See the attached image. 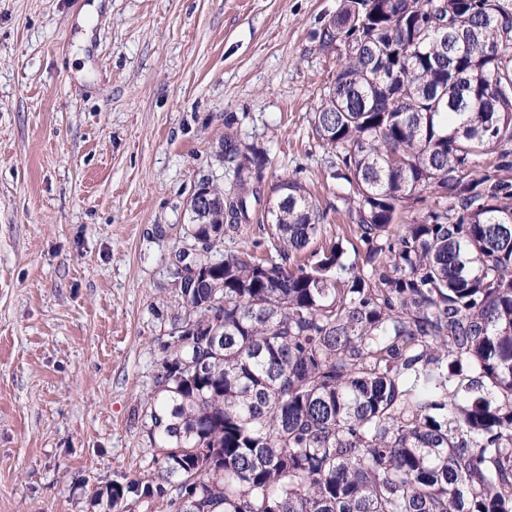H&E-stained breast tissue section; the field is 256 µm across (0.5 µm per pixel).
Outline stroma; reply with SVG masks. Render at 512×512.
I'll use <instances>...</instances> for the list:
<instances>
[{"label": "stroma", "instance_id": "35a3bbf8", "mask_svg": "<svg viewBox=\"0 0 512 512\" xmlns=\"http://www.w3.org/2000/svg\"><path fill=\"white\" fill-rule=\"evenodd\" d=\"M339 0H0V512H107L157 476L140 423L174 316L171 262L225 133L300 182L318 251L365 245L312 116Z\"/></svg>", "mask_w": 512, "mask_h": 512}]
</instances>
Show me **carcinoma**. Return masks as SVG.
<instances>
[{"label": "carcinoma", "instance_id": "cac0c4a2", "mask_svg": "<svg viewBox=\"0 0 512 512\" xmlns=\"http://www.w3.org/2000/svg\"><path fill=\"white\" fill-rule=\"evenodd\" d=\"M317 37L340 66L313 127L356 189L365 263L337 244L293 263L324 220L293 179L267 200L270 246L220 249L269 164L224 135L234 188L189 214L204 277L180 289L142 410L162 482L112 486L111 508L512 512V11L340 0Z\"/></svg>", "mask_w": 512, "mask_h": 512}]
</instances>
